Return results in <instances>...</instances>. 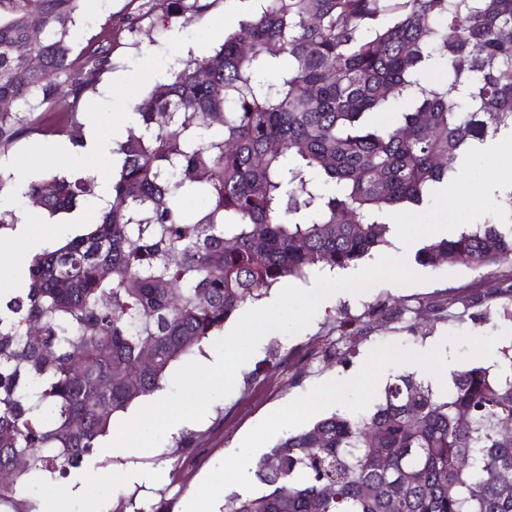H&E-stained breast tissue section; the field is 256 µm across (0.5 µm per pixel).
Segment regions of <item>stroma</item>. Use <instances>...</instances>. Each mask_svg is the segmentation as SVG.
<instances>
[{
	"instance_id": "1",
	"label": "stroma",
	"mask_w": 512,
	"mask_h": 512,
	"mask_svg": "<svg viewBox=\"0 0 512 512\" xmlns=\"http://www.w3.org/2000/svg\"><path fill=\"white\" fill-rule=\"evenodd\" d=\"M249 7L248 0H214L203 15L175 19L170 28L143 36L109 29L111 19L130 11V0H93L78 28L75 49L104 46L108 66L85 93L75 118L63 112L44 116L37 129L0 155V172L28 180L46 173L71 178L98 173L99 158L64 154L59 145L82 139L88 113H96L106 127L126 119L135 101L152 85L170 79L187 49L201 43L218 46L225 31L236 28ZM67 122L73 125L71 134L56 133V126ZM505 170L512 172V146L492 156L472 155L452 184L439 186L428 203L390 213L387 244L365 261L370 264L384 255L404 258L418 275L417 283H381L360 295L336 296L321 303L311 323L297 334L277 332L264 337L240 367L233 391L213 402L202 421L186 422L180 431L167 432L154 452L116 453L105 467L86 464L72 471L75 480L94 473L85 497L61 499L53 494L56 480L33 482L28 494L38 512H87L92 505L99 512H191V500L198 493L207 494L217 512H222L225 495L260 491L256 465L286 434L334 412L350 416L371 412L380 403L386 383L398 374L421 378L432 370L448 379L476 364H494L498 349L512 343V319L497 313L501 305L494 296L497 274L461 265L426 267L416 262L415 253L429 240L422 227L437 223L441 216H448V226L455 230L480 223L498 208V198L479 193L477 187L497 181ZM97 206V198L79 200L73 210L33 225L27 236L10 229L0 231L1 238L12 241L15 253L13 262L0 264V293L20 287V275L35 253L85 233L86 225L75 223L74 218ZM476 297L486 299V306H470V299ZM378 300L391 304L394 313L368 320L366 312ZM346 328L367 329L369 338L347 352L345 362H320L282 395L255 396L254 381L274 372L281 354L301 347L310 337H336ZM131 470L149 471L153 477L118 481V474Z\"/></svg>"
}]
</instances>
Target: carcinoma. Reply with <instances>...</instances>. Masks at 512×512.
I'll return each mask as SVG.
<instances>
[{
  "label": "carcinoma",
  "instance_id": "carcinoma-1",
  "mask_svg": "<svg viewBox=\"0 0 512 512\" xmlns=\"http://www.w3.org/2000/svg\"><path fill=\"white\" fill-rule=\"evenodd\" d=\"M86 0H0V148L82 93L109 62L72 58ZM143 0L118 21L168 28L207 0ZM210 54H192L134 106L112 204L89 231L36 253L0 298V507L35 512V476L95 460L112 416L273 285L345 269L387 243V214L419 205L489 132L512 129V0H253ZM42 32L33 40V30ZM37 57L42 67L25 66ZM438 83L422 82L431 68ZM390 118L380 122L376 115ZM95 177L47 175L24 197L55 214ZM207 209L188 219L182 197ZM508 208L431 241L418 262L491 271L512 258ZM512 347L448 393L398 375L368 416L334 413L259 461L264 491L224 512H512ZM391 452L387 466L378 457Z\"/></svg>",
  "mask_w": 512,
  "mask_h": 512
}]
</instances>
